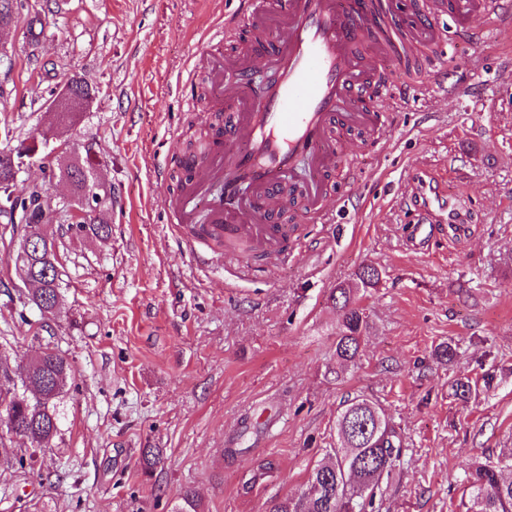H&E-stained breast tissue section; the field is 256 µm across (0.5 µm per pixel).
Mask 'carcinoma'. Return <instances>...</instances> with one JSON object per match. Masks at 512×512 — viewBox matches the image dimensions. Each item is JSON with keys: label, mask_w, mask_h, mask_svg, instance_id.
Returning a JSON list of instances; mask_svg holds the SVG:
<instances>
[{"label": "carcinoma", "mask_w": 512, "mask_h": 512, "mask_svg": "<svg viewBox=\"0 0 512 512\" xmlns=\"http://www.w3.org/2000/svg\"><path fill=\"white\" fill-rule=\"evenodd\" d=\"M20 0H0V28L11 26L20 14ZM68 98H54L63 105L62 123L71 126L78 113L93 103L98 89L77 75H71ZM21 152L0 150V216L7 223L21 221L37 232L41 250L26 252L27 239H22L17 253L25 254L34 288L25 296L51 320L60 310L61 272L53 261L58 255L57 238L49 231L52 224L69 220L67 211L89 199L98 190V180L90 164L79 157L57 160L56 177L72 187L74 201H62L58 210L49 208V192L45 187L17 188L16 177ZM110 206L94 211L83 225L80 236L99 241L111 237ZM380 272L374 266H363L355 282L340 284L331 299L340 306L341 318L336 333V359L339 367L356 364L361 337L369 328L368 315L357 307L360 289L379 284ZM72 366L67 355L57 347L46 346L25 366L19 383L10 389L0 387V414L6 417V434L20 437L30 444L26 453L15 457L11 468L24 472L38 455L54 447L61 435V400L71 388ZM451 388L454 396L465 402L477 390V382L468 377L457 378ZM161 448H144L140 471L149 477L163 460ZM401 439L391 419L374 402L353 399L336 420V447L330 449L310 472L305 488L298 497H286L274 503L268 512H374L383 479L401 465ZM465 512H512V451L505 459L487 460L469 473ZM170 512H200L199 498L192 488L182 490L172 503Z\"/></svg>", "instance_id": "1"}]
</instances>
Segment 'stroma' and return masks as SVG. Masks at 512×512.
Listing matches in <instances>:
<instances>
[{
    "mask_svg": "<svg viewBox=\"0 0 512 512\" xmlns=\"http://www.w3.org/2000/svg\"><path fill=\"white\" fill-rule=\"evenodd\" d=\"M39 41L0 33V149L23 148L19 184L42 181L47 109L63 74L98 90L65 139L112 198L107 243L57 228L62 309L38 331L14 270L23 226L0 218V347L11 363L58 344L72 363L62 435L33 468L0 467V512H167L186 487L203 512H267L297 494L336 445L345 400L379 403L402 437L380 512H463L470 467L512 450V32L452 45L467 68L344 136L324 175L329 224L301 223L300 254L245 268L199 266L165 205L188 178L190 139L212 121L204 76L181 79L236 0H57ZM433 178L461 202L425 251L412 188ZM381 272L356 365L335 375L336 285ZM457 346L454 362L433 349ZM490 376L469 402L459 377ZM164 460L151 480L142 449ZM267 476L245 487L252 470Z\"/></svg>",
    "mask_w": 512,
    "mask_h": 512,
    "instance_id": "1",
    "label": "stroma"
}]
</instances>
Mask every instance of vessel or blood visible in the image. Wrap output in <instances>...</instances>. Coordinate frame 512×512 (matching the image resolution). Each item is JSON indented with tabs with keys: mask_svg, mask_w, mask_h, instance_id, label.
Listing matches in <instances>:
<instances>
[{
	"mask_svg": "<svg viewBox=\"0 0 512 512\" xmlns=\"http://www.w3.org/2000/svg\"><path fill=\"white\" fill-rule=\"evenodd\" d=\"M416 16L439 19L466 13L454 34L407 25L392 0H371L351 11L345 0H238L213 43L242 25L261 43L277 77L262 102L241 111L238 91L209 86L232 119L226 143L215 146L203 178L189 181L171 203L172 222L194 228L193 243L236 242L271 258L287 259L288 227L276 223L281 182L303 159L314 164V182L337 159L336 124H377L404 103L412 88L387 76L390 62L414 59L421 74L436 77V50L448 37L477 44L484 29L512 28V0H411Z\"/></svg>",
	"mask_w": 512,
	"mask_h": 512,
	"instance_id": "1",
	"label": "vessel or blood"
}]
</instances>
